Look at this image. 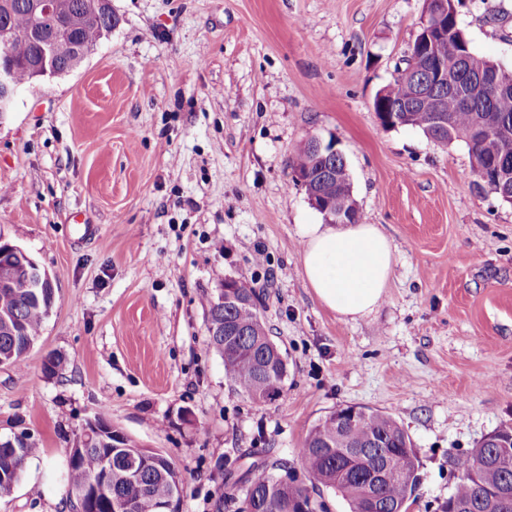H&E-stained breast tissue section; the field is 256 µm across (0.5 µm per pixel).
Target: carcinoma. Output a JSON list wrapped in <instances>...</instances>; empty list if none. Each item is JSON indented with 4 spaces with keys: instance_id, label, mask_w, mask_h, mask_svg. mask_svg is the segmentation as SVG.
<instances>
[{
    "instance_id": "1",
    "label": "carcinoma",
    "mask_w": 512,
    "mask_h": 512,
    "mask_svg": "<svg viewBox=\"0 0 512 512\" xmlns=\"http://www.w3.org/2000/svg\"><path fill=\"white\" fill-rule=\"evenodd\" d=\"M9 12L0 10V30L13 32L8 44L0 43V57L7 56L20 87L35 80L36 47L23 32L40 24L37 17L19 9L25 0H12ZM83 13L76 40L95 50L104 34L117 22L97 8V0H73ZM468 42L458 22V5L448 0V29L431 48H415L406 66L409 78L396 77L383 87L385 95L375 97L374 109L393 107L396 113L379 116L386 128L412 127L444 146L464 143L469 151L481 193L503 199L499 192L503 171L512 175V90L502 93L484 86L470 107L460 103L479 78L498 72L500 65L469 51L464 69L457 68L459 50ZM448 64V87L433 92L428 84L432 61ZM427 94L415 101L412 94ZM329 144L317 149L307 140L292 167L304 174L305 192L316 197V210L322 214L342 212L348 220L359 216L350 175L343 156ZM234 291L237 301L208 300V316L219 335L210 337L213 347L224 358V369L233 384L255 401L272 399L287 375L286 360L269 338L260 313L261 296L242 283ZM53 306L48 288H0V364L17 367L38 341L42 326ZM36 446L29 438L14 440L11 447L0 445V495L10 493L21 479L27 459ZM79 459L69 457L71 492L79 498L112 453L132 457L137 470L112 472V487L96 500L89 512H158V506L180 495L182 480L173 461L166 455L142 448L126 433L120 439L106 435L104 441L75 446ZM492 444L477 445L467 455L454 460L458 473L449 499L468 502L474 498L477 482L496 487L512 485V463L496 466ZM297 455L309 484L291 476L288 462L270 458L252 462L243 476L231 483L242 486L235 501L236 512H317L319 504L310 490L325 487L339 494L349 512H408L419 484V464L412 442L395 418L369 409L347 407L320 419L309 431Z\"/></svg>"
}]
</instances>
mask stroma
Returning <instances> with one entry per match:
<instances>
[{"mask_svg":"<svg viewBox=\"0 0 512 512\" xmlns=\"http://www.w3.org/2000/svg\"><path fill=\"white\" fill-rule=\"evenodd\" d=\"M118 25L74 72L21 90L0 123V241L55 282L23 370L0 367V437L30 432L35 481L0 512H76L67 451L106 412L168 455L179 512H235L224 477L273 450L301 473L308 431L354 406L394 417L438 512L453 461L512 422V205L473 186L464 144L384 128L373 109L420 31L423 0H112ZM475 53L512 68V0H464ZM347 163L361 220L390 236L381 305L344 321L301 270L293 181L309 137ZM263 265H256V255ZM264 292L288 363L278 397L227 377L205 303ZM65 358L47 375L49 354Z\"/></svg>","mask_w":512,"mask_h":512,"instance_id":"1","label":"stroma"}]
</instances>
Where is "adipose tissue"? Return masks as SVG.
<instances>
[{"label":"adipose tissue","instance_id":"ef3b65f1","mask_svg":"<svg viewBox=\"0 0 512 512\" xmlns=\"http://www.w3.org/2000/svg\"><path fill=\"white\" fill-rule=\"evenodd\" d=\"M302 275L320 304L343 320L368 316L381 304L396 261L375 224H304Z\"/></svg>","mask_w":512,"mask_h":512}]
</instances>
